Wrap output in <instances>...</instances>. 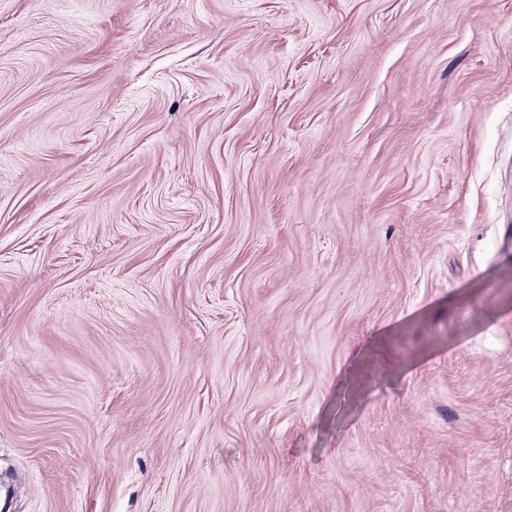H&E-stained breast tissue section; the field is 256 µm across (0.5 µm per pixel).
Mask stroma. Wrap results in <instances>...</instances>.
<instances>
[{"mask_svg": "<svg viewBox=\"0 0 512 512\" xmlns=\"http://www.w3.org/2000/svg\"><path fill=\"white\" fill-rule=\"evenodd\" d=\"M10 512H512V0H0Z\"/></svg>", "mask_w": 512, "mask_h": 512, "instance_id": "stroma-1", "label": "stroma"}]
</instances>
